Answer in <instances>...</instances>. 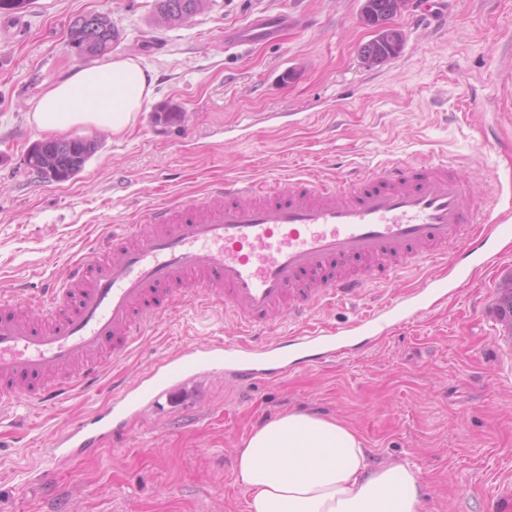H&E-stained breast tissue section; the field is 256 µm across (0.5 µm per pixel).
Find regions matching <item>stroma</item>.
I'll return each mask as SVG.
<instances>
[{"label": "stroma", "mask_w": 512, "mask_h": 512, "mask_svg": "<svg viewBox=\"0 0 512 512\" xmlns=\"http://www.w3.org/2000/svg\"><path fill=\"white\" fill-rule=\"evenodd\" d=\"M436 23L405 4L395 18L397 55L363 63L373 34L363 0H206L174 24L153 19V0H31L0 10V291L65 271L112 223L130 224L174 194L196 195L224 176L335 179L350 166L446 159L477 178L476 192L512 201V118L494 100L512 61V0H447ZM315 15L276 45L226 49L224 27L262 13ZM109 14L122 39L111 53L141 57L151 98L128 131L91 127L69 137L99 148L73 179L51 183L25 164L46 131L27 104L84 59L66 32L77 16ZM171 105L180 115L160 119ZM281 112L311 121L283 125ZM426 268L371 287L360 300L317 314L342 327L367 306L422 287ZM512 275V235L448 270L446 292L407 320L368 327L347 353L274 379L238 384L221 368L132 418L123 437L79 459L39 456L52 432L106 402L93 390L68 402L0 410V512H247L234 461L255 428L288 410L333 416L355 429L373 462L422 471L423 512H482L497 478L512 473V331L493 307ZM220 309L186 306L149 327L117 367L136 380L185 344L235 338ZM53 472L49 485L40 474Z\"/></svg>", "instance_id": "35a3bbf8"}]
</instances>
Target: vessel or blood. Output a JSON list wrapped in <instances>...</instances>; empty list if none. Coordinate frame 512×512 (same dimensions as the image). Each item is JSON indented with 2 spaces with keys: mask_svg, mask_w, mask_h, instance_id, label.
Returning a JSON list of instances; mask_svg holds the SVG:
<instances>
[{
  "mask_svg": "<svg viewBox=\"0 0 512 512\" xmlns=\"http://www.w3.org/2000/svg\"><path fill=\"white\" fill-rule=\"evenodd\" d=\"M287 25V14L258 15L222 36L226 45L250 47L277 41ZM504 234L512 235V212L496 211L444 161L391 162L333 183L225 177L205 195L101 233L93 259L72 260L63 277L29 283L0 302V407L55 405L90 391L147 328L189 302L223 309L252 335L274 318L296 324L274 342L253 336L187 346L136 382H115L106 405L55 431L45 450L85 455L211 365L244 384L292 347L320 362V348L335 345L339 331L311 325L315 313L412 266L458 263ZM405 310V299L388 298L352 326ZM486 512H512L511 477L497 482Z\"/></svg>",
  "mask_w": 512,
  "mask_h": 512,
  "instance_id": "1",
  "label": "vessel or blood"
}]
</instances>
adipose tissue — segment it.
Masks as SVG:
<instances>
[{"instance_id":"obj_1","label":"adipose tissue","mask_w":512,"mask_h":512,"mask_svg":"<svg viewBox=\"0 0 512 512\" xmlns=\"http://www.w3.org/2000/svg\"><path fill=\"white\" fill-rule=\"evenodd\" d=\"M153 91L140 59L125 56L73 67L30 102L28 120L44 131L75 126L126 132ZM248 512H421L422 474L407 463L372 466L357 431L305 411L282 413L254 429L236 455Z\"/></svg>"}]
</instances>
